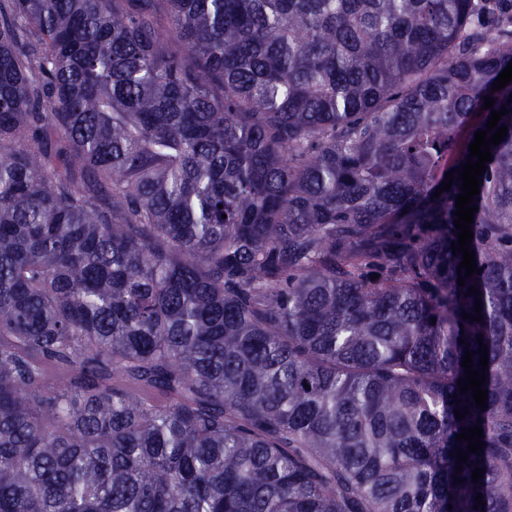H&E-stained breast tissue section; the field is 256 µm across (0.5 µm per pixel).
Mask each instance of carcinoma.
<instances>
[{"label":"carcinoma","instance_id":"1","mask_svg":"<svg viewBox=\"0 0 512 512\" xmlns=\"http://www.w3.org/2000/svg\"><path fill=\"white\" fill-rule=\"evenodd\" d=\"M511 62L496 0H0V512H512Z\"/></svg>","mask_w":512,"mask_h":512}]
</instances>
